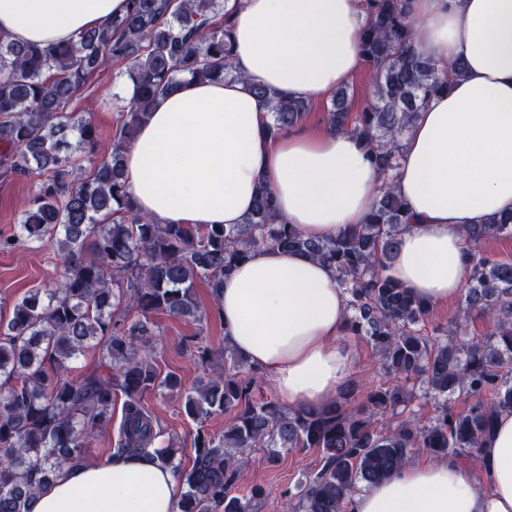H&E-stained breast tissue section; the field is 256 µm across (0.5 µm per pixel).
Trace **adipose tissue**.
I'll return each instance as SVG.
<instances>
[{"mask_svg":"<svg viewBox=\"0 0 512 512\" xmlns=\"http://www.w3.org/2000/svg\"><path fill=\"white\" fill-rule=\"evenodd\" d=\"M127 0H0V35L68 41L123 14ZM234 77L184 82L160 98L124 156L137 210L160 224H240L259 187L304 233L333 238L365 223L383 175L348 131L272 134L244 85L326 99L363 63L364 0H228ZM414 45L465 73L431 96L402 140L394 179L411 221L386 273L428 303L458 296L470 268L465 225L512 213V0H410ZM230 346L287 405H324L350 376L345 296L327 264L293 251L251 253L218 287ZM479 486L454 458L410 462L351 497L350 512H512V410L479 452ZM184 487L145 456L64 467L31 512H176Z\"/></svg>","mask_w":512,"mask_h":512,"instance_id":"adipose-tissue-1","label":"adipose tissue"}]
</instances>
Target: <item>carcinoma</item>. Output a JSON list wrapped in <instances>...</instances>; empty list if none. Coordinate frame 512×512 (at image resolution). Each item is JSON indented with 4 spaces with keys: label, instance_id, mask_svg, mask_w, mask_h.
I'll return each mask as SVG.
<instances>
[{
    "label": "carcinoma",
    "instance_id": "cac0c4a2",
    "mask_svg": "<svg viewBox=\"0 0 512 512\" xmlns=\"http://www.w3.org/2000/svg\"><path fill=\"white\" fill-rule=\"evenodd\" d=\"M407 3L365 0L362 54L375 102L353 114L341 87L327 110L328 128L366 139L384 174L397 167L402 135L419 110L464 71L458 60L443 76L414 47ZM232 50L225 0H129L125 14L65 44L0 37V168L6 176L41 177L23 224L0 237V249L54 240L61 260L54 287L17 301L0 326V512H30L36 492L112 423L117 390L126 402L113 454L150 455L171 467L186 487L177 512H258L263 488L242 496L231 491L256 448L320 450L321 467L293 494L297 512H348L352 493L415 453L479 450L498 412L512 410V263L491 261L479 250L488 237H512V214L464 228L473 250L465 312L495 323L487 336L464 343L424 335L430 305L385 274L410 223L389 181L367 223L325 240L278 222L264 187L242 224H158L135 209L125 192L123 158L138 126L180 75L202 83L237 77ZM111 62L124 65L130 95L115 103L112 153L97 161L94 125L64 109ZM247 85L270 112L274 134L295 127L308 109L306 100L283 101L260 83ZM74 133L86 154L72 147ZM268 248L301 253L336 271L351 332L371 343L389 374L365 404L350 410L334 400L287 410L254 398L260 371L247 380L218 371L205 349L199 359L207 376L189 390L152 364L149 316L162 312L203 325L196 281L214 289L252 251ZM89 348L98 351V368L65 378L69 362ZM153 392L181 395L193 420L229 412L232 421L220 436L196 434L187 468L174 440L156 445L159 431L142 404ZM460 398L469 404L458 412ZM417 399L434 405L426 426L406 414Z\"/></svg>",
    "mask_w": 512,
    "mask_h": 512
}]
</instances>
